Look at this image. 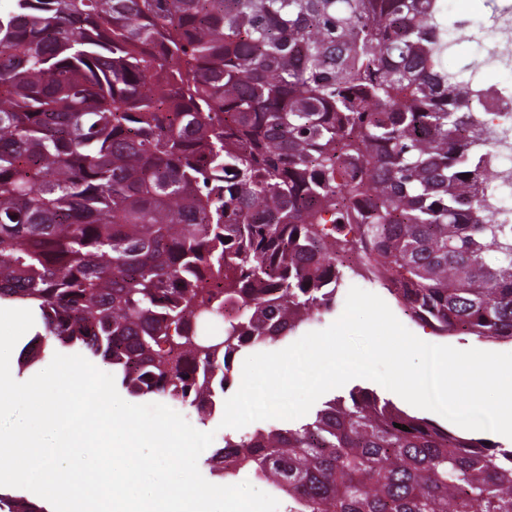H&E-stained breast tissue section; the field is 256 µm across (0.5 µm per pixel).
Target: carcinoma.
<instances>
[{"instance_id":"carcinoma-1","label":"carcinoma","mask_w":512,"mask_h":512,"mask_svg":"<svg viewBox=\"0 0 512 512\" xmlns=\"http://www.w3.org/2000/svg\"><path fill=\"white\" fill-rule=\"evenodd\" d=\"M9 2L0 300L41 327L21 367L77 350L204 422L234 357L333 311L346 271L438 336L512 343V224L475 199L489 137L441 0ZM205 464L285 512H512V448L362 387Z\"/></svg>"}]
</instances>
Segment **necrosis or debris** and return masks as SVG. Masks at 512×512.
Segmentation results:
<instances>
[{"label":"necrosis or debris","instance_id":"4bbe7bcc","mask_svg":"<svg viewBox=\"0 0 512 512\" xmlns=\"http://www.w3.org/2000/svg\"><path fill=\"white\" fill-rule=\"evenodd\" d=\"M448 51L474 55L466 84L482 100L485 128L494 142L492 179L478 197L492 205L496 223L512 224V90L490 80L494 74L512 75V13L503 11L481 23L457 15Z\"/></svg>","mask_w":512,"mask_h":512}]
</instances>
